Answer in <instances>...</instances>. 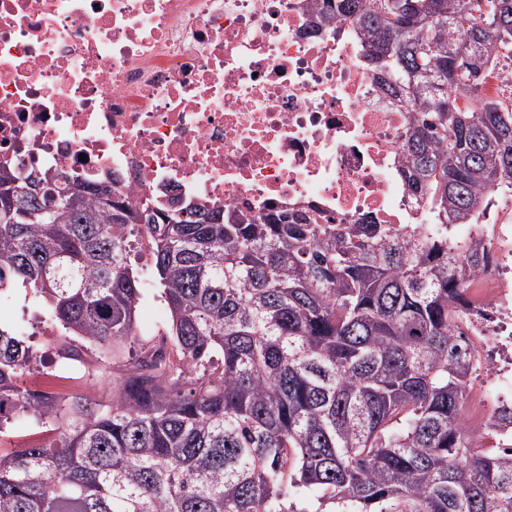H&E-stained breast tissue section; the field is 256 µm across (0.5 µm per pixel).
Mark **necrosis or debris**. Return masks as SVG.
Listing matches in <instances>:
<instances>
[{"mask_svg": "<svg viewBox=\"0 0 512 512\" xmlns=\"http://www.w3.org/2000/svg\"><path fill=\"white\" fill-rule=\"evenodd\" d=\"M316 0H0V157L110 182L122 198L317 210L333 224L482 240L459 323L483 373L466 431L512 447V185L477 223H436L411 199L413 115L382 89L366 37L319 23ZM512 107V64L455 94Z\"/></svg>", "mask_w": 512, "mask_h": 512, "instance_id": "necrosis-or-debris-1", "label": "necrosis or debris"}]
</instances>
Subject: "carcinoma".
I'll return each mask as SVG.
<instances>
[{"instance_id":"cac0c4a2","label":"carcinoma","mask_w":512,"mask_h":512,"mask_svg":"<svg viewBox=\"0 0 512 512\" xmlns=\"http://www.w3.org/2000/svg\"><path fill=\"white\" fill-rule=\"evenodd\" d=\"M416 113L414 196L471 224L512 181V112L457 106L489 50L512 55V0H321ZM35 176L41 193L25 191ZM152 258L168 327L138 340L131 237ZM490 258L481 243L245 216L200 202L128 204L109 183L0 161V316L19 283L73 338L123 363L102 401L25 386L37 352L0 326V430L27 418L50 445L0 448V512H512V449L461 424L474 346L452 324ZM315 510L285 506V485Z\"/></svg>"}]
</instances>
